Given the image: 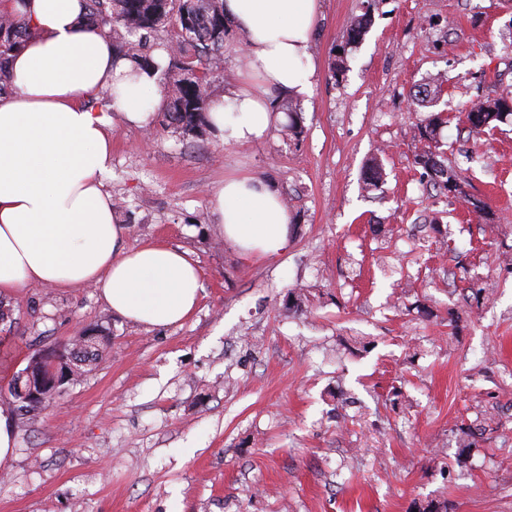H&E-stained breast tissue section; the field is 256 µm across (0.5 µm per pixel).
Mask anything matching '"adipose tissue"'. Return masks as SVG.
<instances>
[{"label":"adipose tissue","instance_id":"adipose-tissue-1","mask_svg":"<svg viewBox=\"0 0 512 512\" xmlns=\"http://www.w3.org/2000/svg\"><path fill=\"white\" fill-rule=\"evenodd\" d=\"M320 0H224L240 39L241 84L210 99L206 120L227 145L265 138L277 120L272 91L309 94V52ZM30 35L8 63L0 97V296L23 287L99 289L112 311L150 327L187 320L201 273L186 252L132 245L104 190L114 120L145 126L163 94L156 73L114 58L112 39L87 26L83 0H0ZM112 93V113L85 99ZM208 202L225 243L246 259L288 248L290 216L278 190L253 174L224 177Z\"/></svg>","mask_w":512,"mask_h":512}]
</instances>
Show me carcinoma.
I'll return each instance as SVG.
<instances>
[{"label":"carcinoma","instance_id":"carcinoma-1","mask_svg":"<svg viewBox=\"0 0 512 512\" xmlns=\"http://www.w3.org/2000/svg\"><path fill=\"white\" fill-rule=\"evenodd\" d=\"M84 18L88 24L112 38L113 54L130 58L142 69L159 72L166 89L162 104L166 128L182 140L203 136L205 112L210 99V75L224 69V47L233 42L224 19V0H86ZM29 35L27 26L15 16L0 15V91L8 74L6 62ZM162 43L168 62L161 67L146 49L147 40ZM483 118L494 127L504 115L512 114V97H487L472 104L468 115ZM445 118L431 112L419 120L421 151L414 163L430 172L445 190H458L457 175L438 159V135ZM104 348L92 337L65 350V364L73 379L102 359Z\"/></svg>","mask_w":512,"mask_h":512}]
</instances>
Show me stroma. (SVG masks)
I'll return each mask as SVG.
<instances>
[{
  "instance_id": "1",
  "label": "stroma",
  "mask_w": 512,
  "mask_h": 512,
  "mask_svg": "<svg viewBox=\"0 0 512 512\" xmlns=\"http://www.w3.org/2000/svg\"><path fill=\"white\" fill-rule=\"evenodd\" d=\"M310 54L311 94L278 96L296 131L227 145L172 136L160 110L114 123L118 222L187 250L202 297L162 328L95 288L0 298L1 407L42 350L107 347L15 416L0 512H512V120L476 133L463 110L512 92V0H322ZM435 80L455 193L413 163L410 95ZM243 172L288 206L279 256L241 258L212 222L208 189Z\"/></svg>"
}]
</instances>
